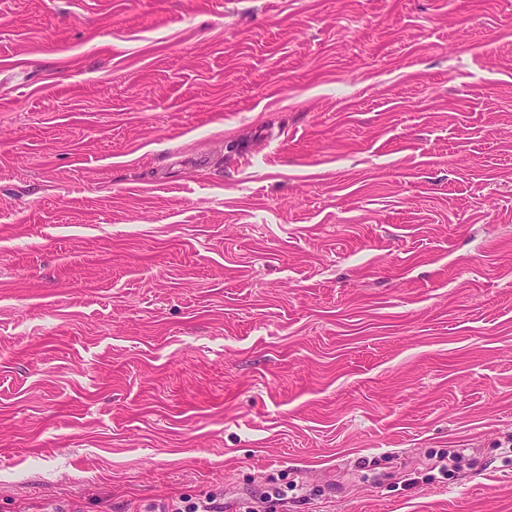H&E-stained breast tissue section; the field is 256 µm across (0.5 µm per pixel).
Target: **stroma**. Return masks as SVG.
Masks as SVG:
<instances>
[{"label":"stroma","mask_w":512,"mask_h":512,"mask_svg":"<svg viewBox=\"0 0 512 512\" xmlns=\"http://www.w3.org/2000/svg\"><path fill=\"white\" fill-rule=\"evenodd\" d=\"M205 496L512 512V0H0V512Z\"/></svg>","instance_id":"35a3bbf8"}]
</instances>
